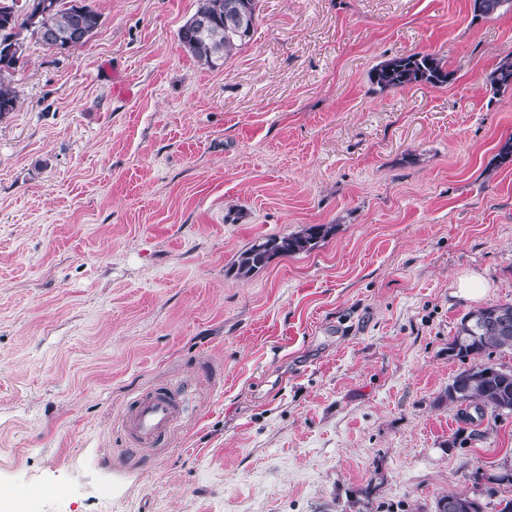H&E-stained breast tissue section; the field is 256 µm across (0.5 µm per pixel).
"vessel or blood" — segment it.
<instances>
[{
    "label": "vessel or blood",
    "mask_w": 512,
    "mask_h": 512,
    "mask_svg": "<svg viewBox=\"0 0 512 512\" xmlns=\"http://www.w3.org/2000/svg\"><path fill=\"white\" fill-rule=\"evenodd\" d=\"M181 400L177 394L154 390L141 394L128 407L122 428L136 448L160 447L180 418Z\"/></svg>",
    "instance_id": "b4317fda"
}]
</instances>
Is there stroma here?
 <instances>
[{
    "label": "stroma",
    "instance_id": "stroma-1",
    "mask_svg": "<svg viewBox=\"0 0 512 512\" xmlns=\"http://www.w3.org/2000/svg\"><path fill=\"white\" fill-rule=\"evenodd\" d=\"M87 2L0 116V512H434L512 463V414L443 397L457 277L512 303V8L259 0L209 68L177 37L197 0ZM416 52L456 81L372 91ZM168 386L166 446L133 451L124 409ZM489 86L493 91L512 86V54L504 57L488 76ZM331 229L326 224H312L295 235L265 238L240 254L238 273L248 275L265 267L277 256L308 253L326 238Z\"/></svg>",
    "mask_w": 512,
    "mask_h": 512
}]
</instances>
